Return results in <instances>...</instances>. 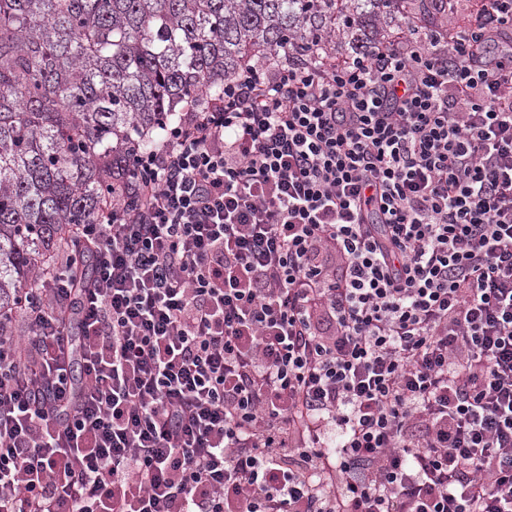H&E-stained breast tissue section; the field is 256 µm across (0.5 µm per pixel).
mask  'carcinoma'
Listing matches in <instances>:
<instances>
[{
  "mask_svg": "<svg viewBox=\"0 0 512 512\" xmlns=\"http://www.w3.org/2000/svg\"><path fill=\"white\" fill-rule=\"evenodd\" d=\"M414 0H0V312L112 203V169L247 65L346 57Z\"/></svg>",
  "mask_w": 512,
  "mask_h": 512,
  "instance_id": "1",
  "label": "carcinoma"
}]
</instances>
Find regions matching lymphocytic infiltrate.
Segmentation results:
<instances>
[{"label":"lymphocytic infiltrate","instance_id":"1","mask_svg":"<svg viewBox=\"0 0 512 512\" xmlns=\"http://www.w3.org/2000/svg\"><path fill=\"white\" fill-rule=\"evenodd\" d=\"M440 8L118 171L5 318L0 512H512V0Z\"/></svg>","mask_w":512,"mask_h":512}]
</instances>
